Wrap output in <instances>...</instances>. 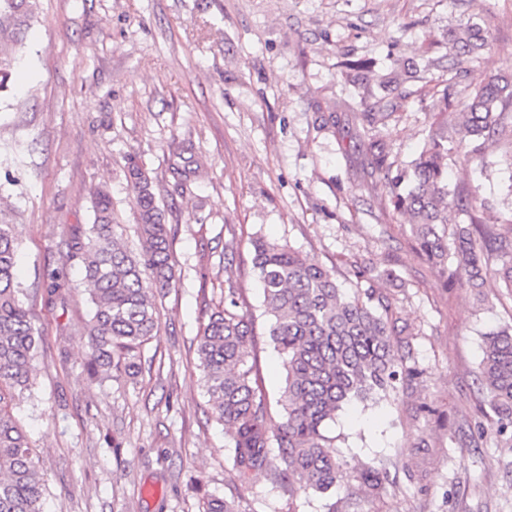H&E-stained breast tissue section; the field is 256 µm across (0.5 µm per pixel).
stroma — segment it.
I'll list each match as a JSON object with an SVG mask.
<instances>
[{
    "label": "stroma",
    "instance_id": "stroma-1",
    "mask_svg": "<svg viewBox=\"0 0 512 512\" xmlns=\"http://www.w3.org/2000/svg\"><path fill=\"white\" fill-rule=\"evenodd\" d=\"M467 22L490 47L449 65L448 32ZM20 55L0 93V147L23 164L0 167V196L19 212L23 301L44 335L13 415L37 453L45 512H203L211 497L239 512H327L326 497L288 500L266 473L237 481L203 387L196 337L231 283L280 413L284 370L251 264L258 236L315 256L347 290L356 261L396 275L374 286L421 375L380 403H349L325 427L346 468L385 461L395 483L378 498L354 483L339 497L354 512H512V448L491 433L471 448L457 431L480 416L484 337L512 325V295L494 286L479 304L470 288L446 287L407 219L385 213L382 176L364 175L358 154L359 112H391L385 143L405 163L448 80L473 89L512 74V0H39ZM358 58L369 71L345 68ZM330 112L338 123L323 126ZM128 154L153 179L177 281L158 301L138 375L93 379L90 297L61 239L89 228L103 188L138 249ZM488 161L478 173L449 156L448 176L475 186L488 222L502 224L512 220V146H490ZM54 273L69 291L49 308L41 289Z\"/></svg>",
    "mask_w": 512,
    "mask_h": 512
}]
</instances>
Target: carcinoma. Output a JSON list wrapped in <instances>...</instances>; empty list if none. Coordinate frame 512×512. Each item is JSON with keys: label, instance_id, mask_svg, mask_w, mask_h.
Segmentation results:
<instances>
[{"label": "carcinoma", "instance_id": "carcinoma-1", "mask_svg": "<svg viewBox=\"0 0 512 512\" xmlns=\"http://www.w3.org/2000/svg\"><path fill=\"white\" fill-rule=\"evenodd\" d=\"M38 0H0V90L7 88L18 60L23 33L36 17ZM455 56L475 58L488 46L477 24L448 34ZM463 96L458 112L460 138L448 133L445 113ZM389 112H362L368 138L362 169L383 175L386 210L409 218L420 251L443 276L446 286L460 282L480 296L502 283L512 294V222L490 224L476 189L448 185V152L482 169L488 144L512 146V76L497 75L466 92L453 82L433 103L422 151L395 166L385 149L382 128ZM126 178L137 214L140 250L133 255L114 230L112 200L104 189L93 195V224L63 241L66 258L80 262L94 306L89 328L90 376L115 371L139 372L141 346L157 333L156 301L176 279L171 231L158 206L153 180L131 154ZM13 210L0 206V512H43V483L33 449L12 414L28 389L43 334L20 299L15 280L17 242ZM253 269L263 290L269 317L267 335L283 358L284 386L278 404H270L254 363L252 316L238 311L237 289L228 283V305L213 312L196 336V352L213 417L224 424L240 480L266 472L288 499L310 489L329 498L343 478L326 422L352 401L386 398L398 384L419 375L411 364L409 341L390 313L387 298L371 286L367 267L354 264L356 288L342 292L335 270L284 242H253ZM63 283L54 276L42 300L55 304ZM480 405L493 413L495 435L512 447V326L486 334L477 373ZM352 479L372 498L393 483L389 468L365 465Z\"/></svg>", "mask_w": 512, "mask_h": 512}]
</instances>
